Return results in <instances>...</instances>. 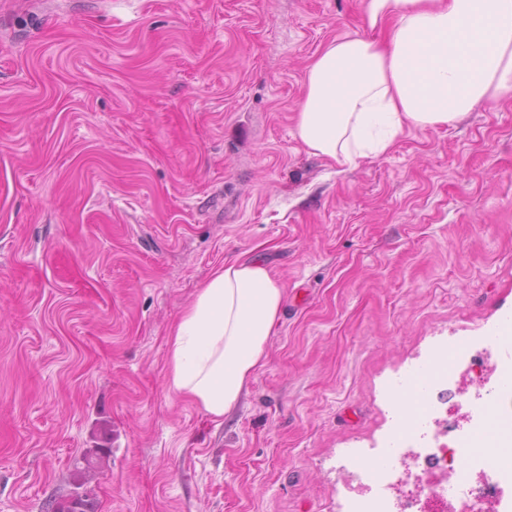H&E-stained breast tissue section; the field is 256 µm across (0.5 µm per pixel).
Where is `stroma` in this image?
Returning a JSON list of instances; mask_svg holds the SVG:
<instances>
[{
  "label": "stroma",
  "mask_w": 512,
  "mask_h": 512,
  "mask_svg": "<svg viewBox=\"0 0 512 512\" xmlns=\"http://www.w3.org/2000/svg\"><path fill=\"white\" fill-rule=\"evenodd\" d=\"M362 0H0V512L89 452L98 512H336L395 382L512 317V95L353 168L296 135ZM66 254L85 283L58 277ZM283 286L266 359L212 421L167 335L224 262Z\"/></svg>",
  "instance_id": "1"
}]
</instances>
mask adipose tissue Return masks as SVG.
<instances>
[{"label": "adipose tissue", "mask_w": 512, "mask_h": 512, "mask_svg": "<svg viewBox=\"0 0 512 512\" xmlns=\"http://www.w3.org/2000/svg\"><path fill=\"white\" fill-rule=\"evenodd\" d=\"M368 34L329 42L296 116L310 154L341 167L512 93V0H367ZM284 288L240 257L197 289L168 339L170 390L222 419L265 359Z\"/></svg>", "instance_id": "ef3b65f1"}]
</instances>
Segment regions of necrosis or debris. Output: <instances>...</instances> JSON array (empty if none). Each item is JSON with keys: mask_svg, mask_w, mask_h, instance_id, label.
<instances>
[{"mask_svg": "<svg viewBox=\"0 0 512 512\" xmlns=\"http://www.w3.org/2000/svg\"><path fill=\"white\" fill-rule=\"evenodd\" d=\"M447 348L437 349L431 358L438 368L428 382L429 394L421 400L416 414L420 442L418 457L422 461L421 482L409 490L401 504H392L386 491L403 461L398 452L399 441L388 436L381 448L386 463L364 478L374 485V492L344 502L345 512H512L498 494L500 485L512 483V458L496 460L470 456V449L505 448L512 444V394L505 390L512 374L507 364H494L497 375L487 386L481 406L470 414L465 426L447 430L439 425L438 415L447 404L456 372L448 367ZM500 412V424L490 429L488 407ZM469 458L467 470H459L462 458Z\"/></svg>", "mask_w": 512, "mask_h": 512, "instance_id": "necrosis-or-debris-1", "label": "necrosis or debris"}]
</instances>
